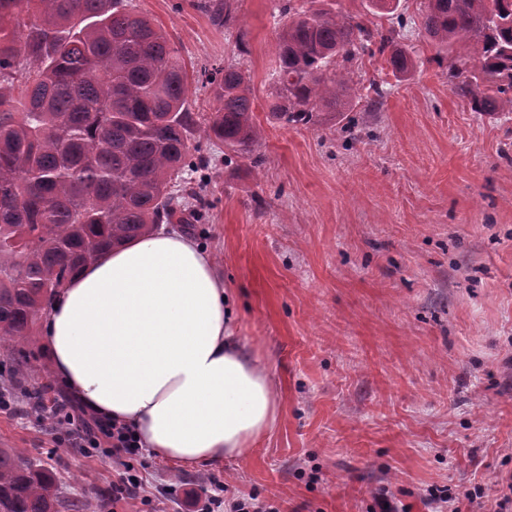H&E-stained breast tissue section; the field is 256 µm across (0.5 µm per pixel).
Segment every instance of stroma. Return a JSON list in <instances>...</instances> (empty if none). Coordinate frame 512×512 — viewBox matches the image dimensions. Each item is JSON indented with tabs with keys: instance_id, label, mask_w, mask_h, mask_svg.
<instances>
[{
	"instance_id": "1",
	"label": "stroma",
	"mask_w": 512,
	"mask_h": 512,
	"mask_svg": "<svg viewBox=\"0 0 512 512\" xmlns=\"http://www.w3.org/2000/svg\"><path fill=\"white\" fill-rule=\"evenodd\" d=\"M165 30L192 78L186 108L215 102L201 67L248 71L264 129L261 165L196 136L191 182L205 203L180 230L215 258L245 354L273 383L278 418L248 455L206 467L133 460L142 489L113 500L125 476L105 449L81 448L38 414L0 408V448L55 475L62 496L97 512H181L184 489L215 478L229 494L280 512H431V489L482 487L464 512H493L512 482V114L480 116L448 84L422 31L421 0L371 16L418 61L394 76L381 57L349 68L384 91L351 125L268 120L278 0H237L215 27L199 0H130ZM406 26H399V19Z\"/></svg>"
}]
</instances>
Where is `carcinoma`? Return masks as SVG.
I'll list each match as a JSON object with an SVG mask.
<instances>
[{
  "mask_svg": "<svg viewBox=\"0 0 512 512\" xmlns=\"http://www.w3.org/2000/svg\"><path fill=\"white\" fill-rule=\"evenodd\" d=\"M281 9L277 83L269 118L318 126L368 88L349 75L355 52L388 54L394 74L413 67L384 33L330 7ZM212 23L234 22V0L200 4ZM423 30L439 47L463 46L472 67L448 64L472 112L512 113V0H426ZM216 107L205 126L185 108L188 72L169 36L128 0H0V348L31 335L49 300L80 266L155 224H190L187 175L198 133L240 158L263 142L255 95L234 64L201 73ZM47 408L46 387L21 385ZM88 512L60 500L51 472L0 448V512Z\"/></svg>",
  "mask_w": 512,
  "mask_h": 512,
  "instance_id": "carcinoma-1",
  "label": "carcinoma"
}]
</instances>
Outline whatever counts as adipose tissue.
I'll use <instances>...</instances> for the list:
<instances>
[{"instance_id": "ef3b65f1", "label": "adipose tissue", "mask_w": 512, "mask_h": 512, "mask_svg": "<svg viewBox=\"0 0 512 512\" xmlns=\"http://www.w3.org/2000/svg\"><path fill=\"white\" fill-rule=\"evenodd\" d=\"M224 281L192 238L151 231L80 267L52 300L53 375L86 413L129 427L156 459L216 465L272 430L268 373L231 332Z\"/></svg>"}]
</instances>
